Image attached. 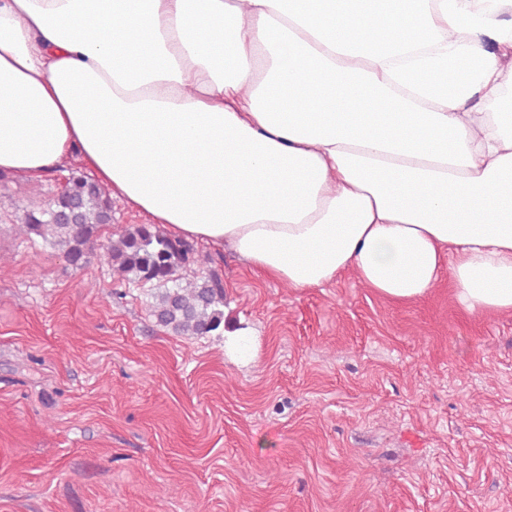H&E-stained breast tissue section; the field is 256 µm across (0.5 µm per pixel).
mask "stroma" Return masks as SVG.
I'll return each mask as SVG.
<instances>
[{
  "instance_id": "obj_1",
  "label": "stroma",
  "mask_w": 512,
  "mask_h": 512,
  "mask_svg": "<svg viewBox=\"0 0 512 512\" xmlns=\"http://www.w3.org/2000/svg\"><path fill=\"white\" fill-rule=\"evenodd\" d=\"M61 177L0 181V512H512V312L447 279L298 290L203 243L240 363L21 233Z\"/></svg>"
}]
</instances>
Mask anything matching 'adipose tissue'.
Returning <instances> with one entry per match:
<instances>
[{
  "label": "adipose tissue",
  "mask_w": 512,
  "mask_h": 512,
  "mask_svg": "<svg viewBox=\"0 0 512 512\" xmlns=\"http://www.w3.org/2000/svg\"><path fill=\"white\" fill-rule=\"evenodd\" d=\"M297 289L512 310V0H0V173L70 162Z\"/></svg>",
  "instance_id": "obj_1"
}]
</instances>
